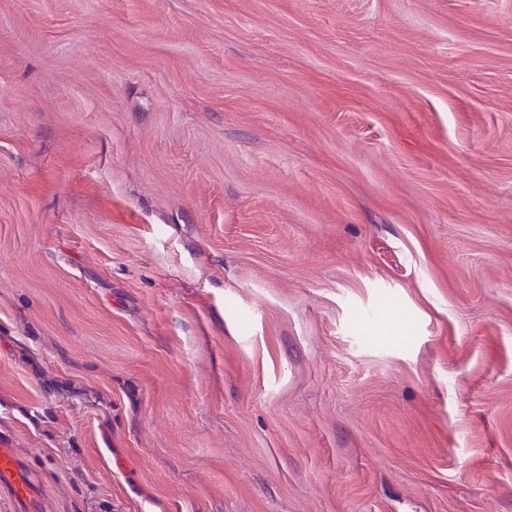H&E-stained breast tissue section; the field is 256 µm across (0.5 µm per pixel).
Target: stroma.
<instances>
[{
    "label": "stroma",
    "instance_id": "stroma-1",
    "mask_svg": "<svg viewBox=\"0 0 512 512\" xmlns=\"http://www.w3.org/2000/svg\"><path fill=\"white\" fill-rule=\"evenodd\" d=\"M0 442L40 512H512V0H0Z\"/></svg>",
    "mask_w": 512,
    "mask_h": 512
}]
</instances>
